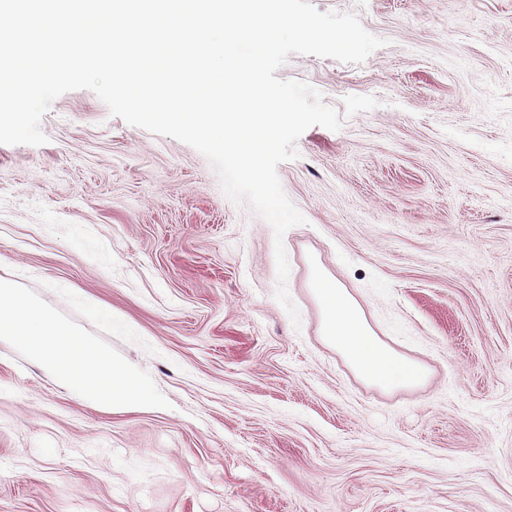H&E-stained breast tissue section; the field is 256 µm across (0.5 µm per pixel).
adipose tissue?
Masks as SVG:
<instances>
[{
  "label": "adipose tissue",
  "instance_id": "adipose-tissue-1",
  "mask_svg": "<svg viewBox=\"0 0 512 512\" xmlns=\"http://www.w3.org/2000/svg\"><path fill=\"white\" fill-rule=\"evenodd\" d=\"M313 288L322 311V340L340 351L360 377L385 389L413 387L423 381L425 366L380 341L337 278L317 275Z\"/></svg>",
  "mask_w": 512,
  "mask_h": 512
}]
</instances>
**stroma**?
<instances>
[{
    "instance_id": "35a3bbf8",
    "label": "stroma",
    "mask_w": 512,
    "mask_h": 512,
    "mask_svg": "<svg viewBox=\"0 0 512 512\" xmlns=\"http://www.w3.org/2000/svg\"><path fill=\"white\" fill-rule=\"evenodd\" d=\"M311 2L385 44L277 71L342 121L279 165L306 219L283 238L86 89L45 145H0V275L170 403L83 405L0 343V512H512V0ZM319 273L422 385L373 386L322 340Z\"/></svg>"
}]
</instances>
